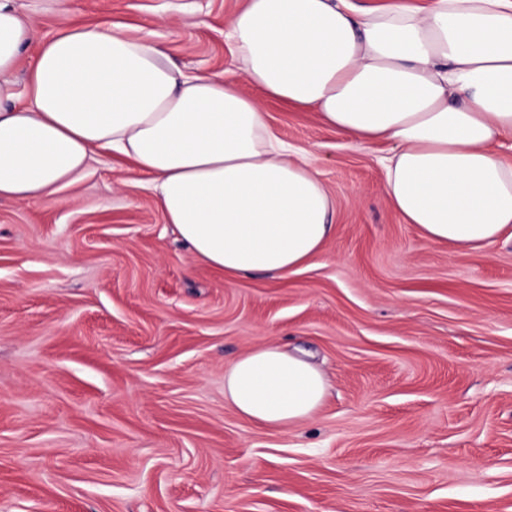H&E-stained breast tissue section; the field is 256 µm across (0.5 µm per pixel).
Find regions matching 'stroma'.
Wrapping results in <instances>:
<instances>
[{
	"mask_svg": "<svg viewBox=\"0 0 512 512\" xmlns=\"http://www.w3.org/2000/svg\"><path fill=\"white\" fill-rule=\"evenodd\" d=\"M46 39L152 26L180 68L243 82V0H12ZM335 210L288 277L187 249L147 178L101 155L46 199L0 200V512H512V239L425 240L384 193L381 145L263 105ZM265 345L328 394L270 431L224 401Z\"/></svg>",
	"mask_w": 512,
	"mask_h": 512,
	"instance_id": "obj_1",
	"label": "stroma"
}]
</instances>
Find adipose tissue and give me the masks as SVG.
Wrapping results in <instances>:
<instances>
[{
    "label": "adipose tissue",
    "mask_w": 512,
    "mask_h": 512,
    "mask_svg": "<svg viewBox=\"0 0 512 512\" xmlns=\"http://www.w3.org/2000/svg\"><path fill=\"white\" fill-rule=\"evenodd\" d=\"M246 87L187 73L151 31L75 28L40 40L0 0V200L79 181L109 149L149 178L165 223L229 274L301 269L333 233L304 153L268 124L275 100L317 112L358 147L381 141L385 194L424 238L478 251L512 236V0H244L224 32ZM35 49L24 93L12 75ZM322 373L275 345L224 373V399L266 429L310 419Z\"/></svg>",
    "instance_id": "adipose-tissue-1"
}]
</instances>
